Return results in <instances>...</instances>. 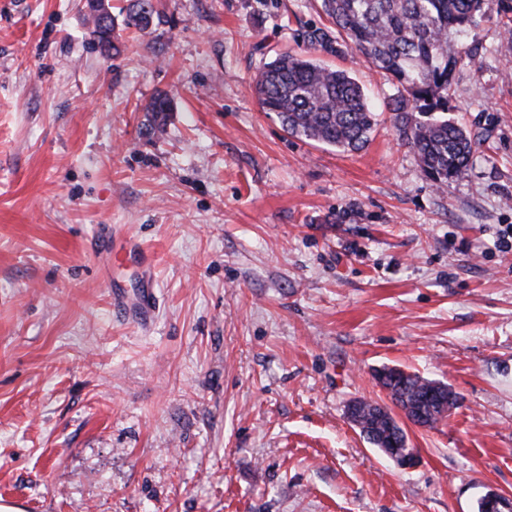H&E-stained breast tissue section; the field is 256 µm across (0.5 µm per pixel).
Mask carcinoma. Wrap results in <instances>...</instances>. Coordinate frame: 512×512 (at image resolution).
<instances>
[{"label": "carcinoma", "instance_id": "1", "mask_svg": "<svg viewBox=\"0 0 512 512\" xmlns=\"http://www.w3.org/2000/svg\"><path fill=\"white\" fill-rule=\"evenodd\" d=\"M320 2L332 27L308 32L307 47L337 54L345 46L387 73L395 87L387 107L402 140L419 157L424 175L438 188L463 177L474 141L443 114L448 112L460 50L469 49V63L480 62L477 48H468L467 37L485 15L489 0ZM155 18L152 0H129L119 16L112 17V28L146 33ZM254 91L262 109L275 113L288 134L344 152L363 149L376 125V113L356 79L321 64L306 50L281 54L268 63L257 76ZM392 372L383 369L376 379L404 410L431 384L416 373L395 380ZM448 394L446 408L427 413L423 426H434L457 406V394ZM353 406L354 423L374 447L390 428L406 441L401 427L380 406L364 401Z\"/></svg>", "mask_w": 512, "mask_h": 512}]
</instances>
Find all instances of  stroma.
Wrapping results in <instances>:
<instances>
[{"mask_svg": "<svg viewBox=\"0 0 512 512\" xmlns=\"http://www.w3.org/2000/svg\"><path fill=\"white\" fill-rule=\"evenodd\" d=\"M103 57L75 0H0V504L21 512H478L512 503V0H490L448 118L475 141L436 188L377 114L346 153L288 134L255 74L327 26L319 0H152ZM172 109L154 129L147 105ZM114 253L94 250L102 232ZM155 257L151 322L128 241ZM448 385L433 427L375 380ZM392 408L410 469L347 415ZM142 269L140 290L134 299L123 293L112 294L113 310L128 312L141 322H150L156 312V295L153 281V263L147 252L141 250Z\"/></svg>", "mask_w": 512, "mask_h": 512, "instance_id": "obj_1", "label": "stroma"}]
</instances>
